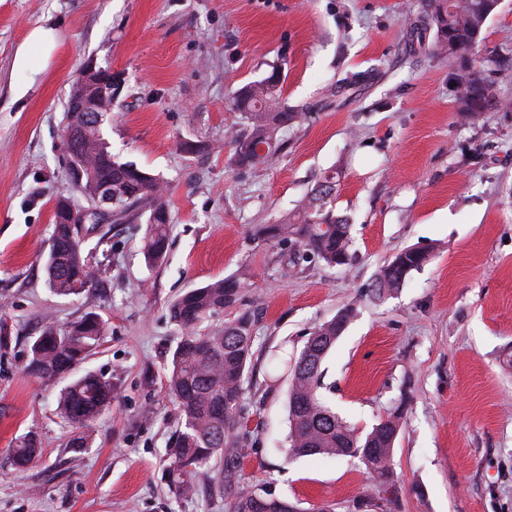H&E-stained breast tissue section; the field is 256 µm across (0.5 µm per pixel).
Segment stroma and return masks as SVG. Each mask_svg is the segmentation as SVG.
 Segmentation results:
<instances>
[{"mask_svg":"<svg viewBox=\"0 0 512 512\" xmlns=\"http://www.w3.org/2000/svg\"><path fill=\"white\" fill-rule=\"evenodd\" d=\"M421 10L422 0H0V512H225L222 474L201 476L190 498L169 489L165 449L181 420L164 382L174 300L243 272L240 302L206 322L254 319L239 489H272L300 512H354L372 492L357 460L287 459L288 382L268 379L270 351L298 356L349 307L322 392L363 432L405 402L389 512H512V0L484 27L479 54L501 105L477 122L459 110L447 58L409 43L404 22ZM40 27L54 33L47 58L28 41ZM90 61L123 84L103 126L113 155L168 185L169 248L146 264L141 207L133 223L98 225L84 244L98 287L61 297L45 262L55 199L74 194L65 106ZM276 68L286 103L309 117L266 164L237 169L224 141L240 120L231 95ZM182 140L203 152L183 153ZM328 172L355 257L282 277L280 245L253 231ZM407 248L426 263L373 297L378 270ZM90 310L106 333L76 372L111 378L115 393L75 452L56 410L66 379L24 367L46 324ZM28 434L42 452L19 470L10 450Z\"/></svg>","mask_w":512,"mask_h":512,"instance_id":"1","label":"stroma"}]
</instances>
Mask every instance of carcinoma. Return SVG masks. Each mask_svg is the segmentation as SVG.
<instances>
[{"label":"carcinoma","mask_w":512,"mask_h":512,"mask_svg":"<svg viewBox=\"0 0 512 512\" xmlns=\"http://www.w3.org/2000/svg\"><path fill=\"white\" fill-rule=\"evenodd\" d=\"M493 0H423V16L409 23L411 40L440 55H448V42L455 43L453 65L459 70L456 91L461 111L473 118L498 107L484 65L471 61L482 41V30L493 15ZM96 89L76 83L66 103L64 144L69 154L73 188L87 203L86 220L97 224L108 218L119 221L139 204L149 210L142 252L146 264L160 261L168 248L169 215L165 182L141 170L131 161L112 155L102 130L84 127L86 109ZM240 123L227 132L233 146L232 162L239 169H252L268 162L278 147L279 133L304 121L305 112H295L282 101L281 71L251 81L232 97ZM335 176L327 174L308 192L304 203L273 224H260L254 236L288 246L281 260L283 275L304 263L317 260L328 266L352 262L350 224L332 205ZM70 198L57 199L54 231L49 243L46 273L49 287L60 296L80 295L95 285L96 274L83 255L84 243L76 232ZM427 256L402 250L383 266L373 284L380 295L402 285L419 269ZM248 277L218 279L193 288L171 305V318L180 340L167 368L166 389L180 410L182 428L166 454L170 460L169 485L177 497L188 498L197 490V477L207 471H224V488L235 484L241 459L247 454L240 440L243 408L241 398L249 372L253 346V323L246 314L224 322L220 328L200 329L213 314L234 308ZM352 314L349 308L321 325L309 337L299 357H275L276 370L289 373V457L319 455L358 460L375 481L371 497L393 502L399 490L391 479L393 448L406 415L405 402L387 411L366 434L341 418L320 392L322 364ZM105 334V321L94 311L86 312L66 329L47 325L31 346L26 370L42 379L56 378L86 359ZM112 380L88 373L66 386L57 400V410L67 421L83 428L66 447H89L88 430L112 410ZM39 454L36 439L26 435L12 449L19 467L31 464ZM291 502L266 490L237 491L225 498L226 512H288Z\"/></svg>","instance_id":"carcinoma-1"}]
</instances>
